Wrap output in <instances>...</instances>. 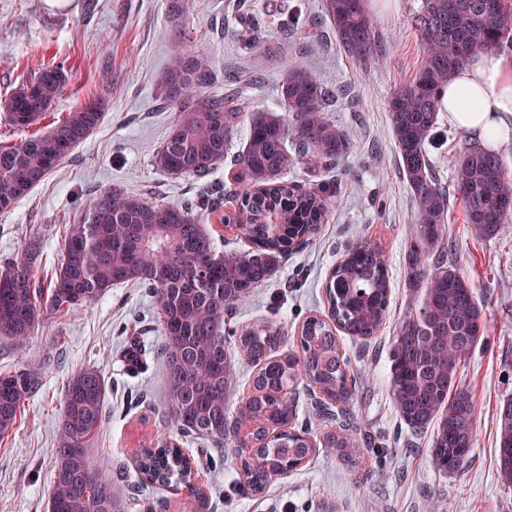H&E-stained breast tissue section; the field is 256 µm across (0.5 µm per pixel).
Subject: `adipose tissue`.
<instances>
[{
    "label": "adipose tissue",
    "instance_id": "obj_1",
    "mask_svg": "<svg viewBox=\"0 0 512 512\" xmlns=\"http://www.w3.org/2000/svg\"><path fill=\"white\" fill-rule=\"evenodd\" d=\"M450 126L482 147L512 140V57L485 52L459 70L441 97Z\"/></svg>",
    "mask_w": 512,
    "mask_h": 512
}]
</instances>
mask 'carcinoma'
<instances>
[{
  "instance_id": "1",
  "label": "carcinoma",
  "mask_w": 512,
  "mask_h": 512,
  "mask_svg": "<svg viewBox=\"0 0 512 512\" xmlns=\"http://www.w3.org/2000/svg\"><path fill=\"white\" fill-rule=\"evenodd\" d=\"M186 0H170L174 28L181 27ZM325 16L339 46L368 65L374 58L375 27L368 0H323ZM423 58L412 76L388 99L400 166L415 205L414 231L405 254L411 303L390 352L389 392L401 421L414 432L433 428L429 459L442 473L455 474L474 448L475 402L458 378L481 337L488 317L472 282L448 262V188L438 179L428 146L438 122L441 94L456 72L483 52L512 54V0H423L415 17ZM211 57L178 43L159 82L164 104L178 112L176 123L154 155L164 171L196 179L200 191L176 205L154 204L113 187L93 198L80 220L66 228L64 255L48 284L38 280L28 257L0 265V340L21 348L45 315L90 304L113 287L136 283L154 294L166 362L168 422L180 435L222 438L233 428L224 405L236 378L225 349L224 315L250 299L288 255L307 241L328 212L330 192L284 180L295 165L332 164L352 148L348 133L324 116L333 98L304 64L291 67L280 98L291 112L286 121L272 112L244 118L236 104L204 87L215 81ZM67 74L62 63L47 65L16 89L0 108L9 124L36 126L52 109ZM105 103L92 100L68 112L54 127L0 145V214L15 205L100 125ZM248 120L239 154L238 186L226 191L210 184L227 157L243 120ZM294 142L295 152L288 151ZM453 184L466 223L481 237H497L512 221V170L504 157L466 146L451 160ZM236 202L222 219L239 226L251 243L248 252L219 251L203 220L224 203ZM328 318L312 316L301 329L300 351L274 356L285 332L270 322L249 324L237 341L243 356L257 364L256 396L240 416L263 427H281L279 437L249 460L248 488L262 492L271 467L313 452L285 430L292 419L280 388L306 382L339 403L336 429L326 448L349 467L357 465L371 437L355 421V382L336 329L367 340L376 335L389 308L390 281L385 256L364 242L349 245L325 282ZM34 373H0V438L8 436L25 402L38 390ZM107 385L88 366L65 389L57 433L49 512H124L112 474L123 466L92 460L91 441L104 420ZM496 448L501 479L512 484V400L500 408ZM194 462L166 440L146 448L138 472L146 484L169 487L191 480Z\"/></svg>"
}]
</instances>
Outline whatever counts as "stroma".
Instances as JSON below:
<instances>
[{
	"instance_id": "stroma-1",
	"label": "stroma",
	"mask_w": 512,
	"mask_h": 512,
	"mask_svg": "<svg viewBox=\"0 0 512 512\" xmlns=\"http://www.w3.org/2000/svg\"><path fill=\"white\" fill-rule=\"evenodd\" d=\"M237 2L190 0L183 23L188 49L209 54L223 68L219 92L234 95L244 112L287 116L279 83L295 62L306 61L336 91L326 116L354 146L334 167L300 163L288 171L301 186L335 187L336 196L309 241L283 258L225 326L276 321L287 333L281 353L297 351L303 322L327 315L324 284L343 249L357 241L378 247L389 266L388 315L372 339L340 338L357 380V422L374 450L350 468L320 447L262 494L244 493L238 450L248 427L221 441L178 437L163 404L166 366L154 300L128 284L93 304L46 315L22 350L0 341L1 373L34 370L42 377L12 433L0 439V512H48L65 386L87 366L97 367L108 386L105 424L93 445L126 467L115 484L125 512H512V484L502 481L495 461L499 409L512 399V225L488 240L466 224L460 204L449 213L452 259L474 284L489 319L487 342L460 371L477 407L473 458L461 473L435 471L427 453L430 433L408 429L388 392L390 348L411 301L404 258L414 209L387 101L422 59L414 24L422 0H369L379 42L367 68L339 48L322 0H251L256 13L274 11L256 47L243 38ZM168 10L169 0H0V99L43 66L62 62L68 77L48 121L94 99L107 103L99 128L11 212L0 214V259L23 256L38 241L35 270L47 279L63 259L66 225L97 194L118 185L168 205L193 194L192 178L167 174L154 163L177 119L157 96L175 39ZM468 141L440 115L429 155L442 182L451 183L450 160ZM323 400L299 384L291 397L292 428L322 440L332 428L316 411ZM164 437L199 457L197 492L139 485L138 454Z\"/></svg>"
}]
</instances>
